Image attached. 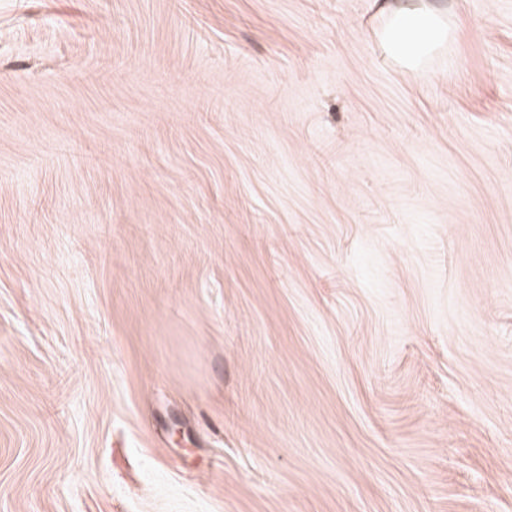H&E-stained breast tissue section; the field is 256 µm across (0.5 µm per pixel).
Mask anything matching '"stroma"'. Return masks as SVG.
<instances>
[{
  "label": "stroma",
  "mask_w": 512,
  "mask_h": 512,
  "mask_svg": "<svg viewBox=\"0 0 512 512\" xmlns=\"http://www.w3.org/2000/svg\"><path fill=\"white\" fill-rule=\"evenodd\" d=\"M0 0V512H512V0ZM394 0L381 9L386 19L378 33L382 48L401 66L419 68L425 59L448 41V27L439 23L437 7Z\"/></svg>",
  "instance_id": "35a3bbf8"
}]
</instances>
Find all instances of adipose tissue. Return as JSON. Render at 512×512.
<instances>
[{
    "label": "adipose tissue",
    "instance_id": "1",
    "mask_svg": "<svg viewBox=\"0 0 512 512\" xmlns=\"http://www.w3.org/2000/svg\"><path fill=\"white\" fill-rule=\"evenodd\" d=\"M385 20L378 33L383 49L401 66L419 68L448 40V28L439 21L440 8L416 0H388L382 7Z\"/></svg>",
    "mask_w": 512,
    "mask_h": 512
}]
</instances>
